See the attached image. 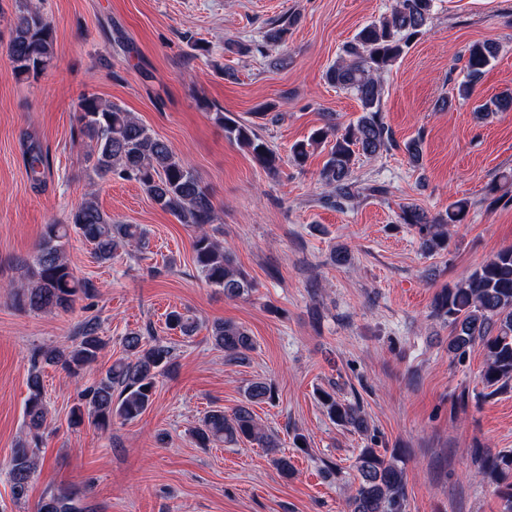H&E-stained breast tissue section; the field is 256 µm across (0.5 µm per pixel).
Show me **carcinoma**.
Masks as SVG:
<instances>
[{
	"mask_svg": "<svg viewBox=\"0 0 512 512\" xmlns=\"http://www.w3.org/2000/svg\"><path fill=\"white\" fill-rule=\"evenodd\" d=\"M435 0H398L390 16L362 27L354 41L346 46L345 58L326 73L327 81L351 90L361 102L363 115L341 129L333 116L315 129L308 141L291 149L292 160L303 165L309 148L328 138L334 143L320 171V180L328 188L326 201L340 206L360 194L354 177L356 155L377 156L396 147L391 130L380 113L381 75L396 62L431 18ZM291 21H284L265 34L272 46L286 42ZM12 73L21 78L43 71L53 55L51 23L38 11L25 10L15 22L7 48ZM467 79L457 87V96L470 98L475 83L493 65L496 51L488 42H476L465 51ZM512 110V95L503 94L480 106L486 113ZM80 130L88 139V159L101 178L116 176L138 183L150 199L172 214L179 223L195 229L194 261L198 273L209 285L224 290L228 298L247 294L250 284L234 264L224 244L213 238L205 226L216 220L215 206L208 189L164 140L153 135L130 112L98 97H83L78 104ZM215 121L224 127L227 137L245 147L254 161L267 173L275 175L280 158L251 127L240 125L224 113H215ZM46 159L41 151L30 152L28 168L33 180H40ZM467 215L462 201L448 205V212L431 217L415 204L401 208L400 220L418 230L422 249L427 253L448 247L447 226L460 224ZM92 245L98 260L108 262L128 244L144 249L147 238L137 224H114L97 203L89 199L72 210L68 223L46 225L29 267L28 283L13 287L17 304L31 310L69 309L76 300L94 296L93 283L76 275L64 246L71 234ZM434 315L451 327L448 351L463 357L479 343L485 351L482 373L484 388L496 394L512 385V247L500 250L491 260L476 268L461 283L441 288L433 298ZM169 330L184 337L194 335L198 321L188 311L174 309L167 314ZM99 322L90 318L79 324L77 336L65 349L47 348L32 359L28 376L29 394L24 409L27 439L12 449L9 476L12 496L19 503L26 499L29 483L37 471L38 447L47 421L44 385L40 371L43 363L61 368L68 376L78 377L91 368L105 347L99 335ZM214 344L224 350L227 361L241 362L254 348L247 329L232 321H218L211 326ZM125 356L114 361L104 373L80 391L79 403L71 411L69 423L79 427L88 422L106 430L112 421H133L147 411L153 401L158 377L174 359L171 342L145 337L138 332L124 336ZM274 385L266 379L249 382L243 400L231 411L217 407L210 410L193 437L201 448L218 444L255 443L262 448L278 447L276 436L255 417L253 406L272 403ZM321 404L330 419L343 427L365 433L368 421L359 401L336 398L335 392L323 390ZM401 454L394 448L383 452L370 446L359 449L355 467L358 483L347 499L348 512H407V489ZM482 475L493 486L503 505L502 512H512V451L487 454L482 460ZM37 512H83L77 495L60 487L42 498Z\"/></svg>",
	"mask_w": 512,
	"mask_h": 512,
	"instance_id": "carcinoma-1",
	"label": "carcinoma"
}]
</instances>
